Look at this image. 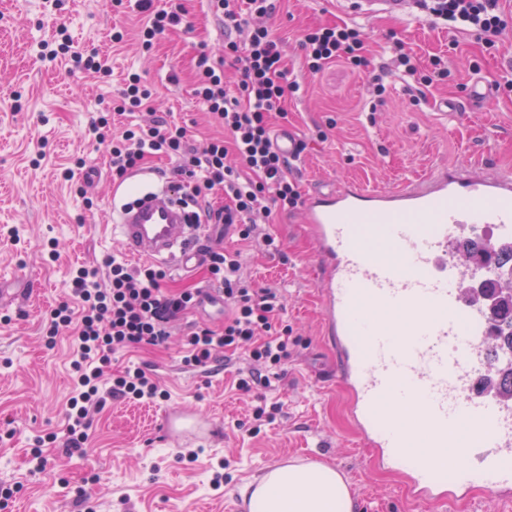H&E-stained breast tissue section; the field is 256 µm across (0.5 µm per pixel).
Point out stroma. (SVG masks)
<instances>
[{
	"mask_svg": "<svg viewBox=\"0 0 512 512\" xmlns=\"http://www.w3.org/2000/svg\"><path fill=\"white\" fill-rule=\"evenodd\" d=\"M181 2L187 25L166 32L146 52L138 42L145 17L133 0L120 6L112 0H0V287L15 297L0 310V487L15 490L4 512H76L86 494L95 512H247L241 487L291 459L336 467L347 478L357 512H434L371 461L348 419L334 353L321 333L314 251L298 207L276 213L265 225L277 249L245 243L230 229H215L209 239L242 251L246 281L278 289L283 298L282 319L294 346L270 387L237 390L245 366L238 357L217 373L184 367V322L178 320L164 347L122 352L112 360L116 370L146 367L167 391L166 402L109 401L93 417L84 448L66 453L51 441L66 428L76 345L68 328L60 329L54 346L45 345L49 313L68 294L70 267H100L123 254L112 224L126 185L113 179L108 147L90 135L91 122L112 109L124 77L136 72L156 92L138 119L165 114L198 143L223 134L193 88L200 55L223 58L224 27L205 0ZM343 22L363 30L364 54L370 69H381L384 94L375 92L370 69L335 62L309 73L302 34ZM269 25L283 42L291 78L301 83L286 98L287 118H271L272 129L288 128L305 144L292 167L301 191L352 182L394 189L432 167L465 161L512 171V30L489 49L423 12L359 18L339 0H280ZM62 27L78 51H99L108 75L90 76L67 58L40 60L43 41ZM117 28L124 33L119 44L111 40ZM391 36L421 69L442 58L447 77L407 93L391 64ZM477 79L496 91L481 103L465 104ZM77 157L85 159V168L64 181L63 168ZM81 181L93 207L75 192ZM52 242L58 257L50 262ZM261 400L276 412L257 429L251 409ZM168 405L202 413L208 434L184 448L166 442L161 413ZM188 448L196 451L195 460L184 458ZM218 470L224 480L217 485Z\"/></svg>",
	"mask_w": 512,
	"mask_h": 512,
	"instance_id": "stroma-1",
	"label": "stroma"
}]
</instances>
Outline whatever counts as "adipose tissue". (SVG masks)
<instances>
[{"mask_svg": "<svg viewBox=\"0 0 512 512\" xmlns=\"http://www.w3.org/2000/svg\"><path fill=\"white\" fill-rule=\"evenodd\" d=\"M247 512H355L343 475L319 461L276 466L240 489Z\"/></svg>", "mask_w": 512, "mask_h": 512, "instance_id": "adipose-tissue-1", "label": "adipose tissue"}]
</instances>
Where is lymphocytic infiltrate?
Listing matches in <instances>:
<instances>
[{"label":"lymphocytic infiltrate","instance_id":"lymphocytic-infiltrate-1","mask_svg":"<svg viewBox=\"0 0 512 512\" xmlns=\"http://www.w3.org/2000/svg\"><path fill=\"white\" fill-rule=\"evenodd\" d=\"M210 10L225 28H250L245 45L224 44L225 56L241 71L238 96L224 85V73L200 57L194 95L221 126L225 135L196 147L185 127L160 118L153 123L133 124L121 135L112 132L110 115H100L89 132L109 146L112 176L121 180L130 170L155 156L174 159L170 187L200 206L194 212L197 224L234 226L246 240L269 221L273 212L296 207L301 197L291 178V162L275 150L270 118L285 115L287 94L300 85L287 81L284 50L268 27L253 26V19L273 17L275 0H209ZM140 12L149 17L140 31L143 48L152 49L158 36L182 24L185 10H154L153 0H136ZM433 20L451 30H466L486 47H494L512 17L501 11L499 0H424ZM310 72L329 63L346 61L356 68L366 66L361 56L363 33L346 25H324L304 34L300 41ZM236 155L240 167L251 171L250 179H240L237 168L227 162ZM223 193L225 203L216 207L211 195ZM208 282L224 300L228 314L221 327L191 322L182 345L185 365L212 369L221 355L243 353L248 360L240 390L270 386L276 369L291 355L289 329L280 323L281 305L275 291L252 288L242 279L240 252L209 248L202 262ZM166 271L158 265H132L120 258L106 260L103 268L81 265L70 271L68 300L51 312L46 330L47 344H54L60 327H73L77 358L74 362L75 394L70 400L65 445L79 448L88 438L93 414L109 399L136 401L166 400L160 385L139 366L111 371L114 354L132 348L165 345L170 324L192 311L200 302L197 288L166 287Z\"/></svg>","mask_w":512,"mask_h":512}]
</instances>
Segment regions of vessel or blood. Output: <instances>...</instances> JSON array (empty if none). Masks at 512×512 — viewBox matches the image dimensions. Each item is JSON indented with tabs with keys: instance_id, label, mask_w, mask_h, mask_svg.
<instances>
[{
	"instance_id": "1",
	"label": "vessel or blood",
	"mask_w": 512,
	"mask_h": 512,
	"mask_svg": "<svg viewBox=\"0 0 512 512\" xmlns=\"http://www.w3.org/2000/svg\"><path fill=\"white\" fill-rule=\"evenodd\" d=\"M416 0H346L347 10L405 15ZM170 197L123 206L113 236L123 251L175 269L202 257L205 228ZM303 221L316 257L324 334L349 414L379 466L435 512L483 489L512 493V400L487 384L494 311L467 300L452 246L488 225L512 240V172L463 163L437 166L394 190L358 184L307 193ZM174 442L201 426L177 407L162 416Z\"/></svg>"
}]
</instances>
